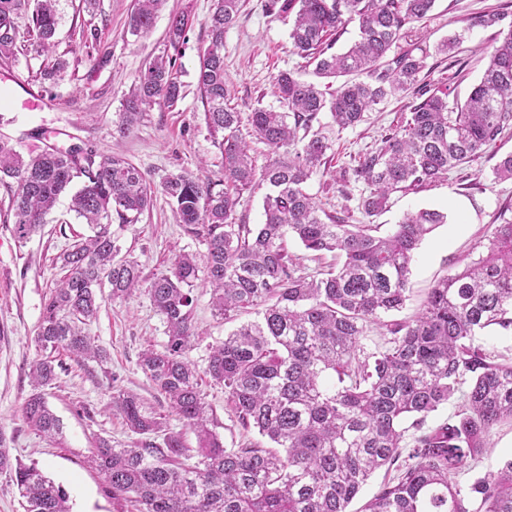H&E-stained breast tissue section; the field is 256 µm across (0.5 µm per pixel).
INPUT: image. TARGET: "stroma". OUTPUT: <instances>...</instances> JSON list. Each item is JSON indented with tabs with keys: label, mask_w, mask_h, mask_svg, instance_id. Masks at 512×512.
<instances>
[{
	"label": "stroma",
	"mask_w": 512,
	"mask_h": 512,
	"mask_svg": "<svg viewBox=\"0 0 512 512\" xmlns=\"http://www.w3.org/2000/svg\"><path fill=\"white\" fill-rule=\"evenodd\" d=\"M265 2L242 0L235 25L224 34V72L231 103L243 112L256 105L278 107L277 75L301 71L303 66L289 39L288 19L267 13ZM505 2L437 0L430 16L416 25L413 38L426 49V70L434 80L448 74V56L438 51V44L454 34L462 37L456 57L464 64L463 78L455 83L452 100L462 103L469 97L499 31L495 25H476V17L502 8L504 24L512 26V7ZM133 4L134 0H95L89 9L85 0H59L56 53L67 60L68 68L51 83L41 77L45 59L34 48L0 59V71L15 76L14 82L0 83V136L24 154L48 146L87 145L100 154L123 155L137 166L154 190L152 204L137 223L125 225L117 235L122 252L138 261L148 279L166 269L175 254L205 250L176 220L169 198L159 189L161 181L183 171L216 181L224 161L209 139L198 88V51L207 41L206 21L213 0H167L144 38L132 35L128 27ZM181 11L189 14L191 24L175 52L167 42L168 19L170 13ZM170 53L176 56L182 99L171 108L163 104L148 108L132 133L119 135V114L130 87L150 58ZM28 85L41 89L40 109L22 107ZM401 106L395 97L373 106L363 123L340 133L339 150L353 155L374 146L395 123ZM509 153L512 138L498 141L471 165L450 172L446 180L417 192L393 194L388 209L374 216V223L385 232L409 211L431 208L449 216L448 223L427 235L417 250L401 317H412L436 281L462 270L488 244L494 215L512 204V180L497 181L491 174L499 158ZM15 188L14 180L0 182V437L12 456L38 462L62 486L72 512H133L130 503L112 497L89 458L97 437L110 438L119 447L129 446L134 439L112 411L116 388L137 393L149 410L167 415L171 429L183 431L139 366L144 349H159L166 343L163 319L143 291L125 302L104 301L86 331L106 350L107 361L81 364L59 354V378L47 388L46 399L62 422L63 434L50 439L30 428L22 405L31 391L29 369L37 356L34 337L44 304L64 275L59 256L87 227L70 211V198L65 195L47 216L42 231L18 242L10 231ZM459 204L466 215L462 226L455 222ZM193 295L198 338L188 358L202 370L208 346L223 340L233 325L214 315L209 288L197 285ZM201 388L214 409L215 430L225 447H238L242 436L223 387L206 377ZM183 433L187 446L196 447L195 435ZM492 443L481 462L459 475V482H471L512 458V425L497 426Z\"/></svg>",
	"instance_id": "stroma-1"
}]
</instances>
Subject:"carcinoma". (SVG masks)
Returning <instances> with one entry per match:
<instances>
[{"instance_id": "cac0c4a2", "label": "carcinoma", "mask_w": 512, "mask_h": 512, "mask_svg": "<svg viewBox=\"0 0 512 512\" xmlns=\"http://www.w3.org/2000/svg\"><path fill=\"white\" fill-rule=\"evenodd\" d=\"M58 0H0V58L21 49L16 19L30 14L27 42L48 56L56 47ZM436 0H267L276 17H293L290 39L324 87L291 71L276 77L280 107L254 106L244 114L228 105L224 33L238 18L240 0H214L209 42L199 51L198 86L204 122L224 160L223 188L191 173L168 176L161 191L178 222L206 250L179 253L168 269L145 280L139 263L121 254L112 221L132 224L150 208L152 191L128 159L74 145L23 155L0 138V179L16 181L15 239L41 230L44 217L74 182L71 210L90 234L60 256L67 275L44 305L34 338L32 391L22 408L38 433L62 434L45 389L58 378L55 353L78 360L107 359L85 332L109 288L126 301L146 292L166 326L167 342L141 353L140 367L169 400L170 411L196 435L197 461L182 433L147 410L138 394L112 392V411L136 435L117 448L98 438L92 464L112 498L130 500L137 512H348L371 474L393 475L361 512H512V458L475 481L452 477L491 447L494 428L512 423V357L475 344L489 328L512 334V218L504 207L486 251L438 281L409 320H381L402 309L411 264L424 237L447 222L436 209L408 213L389 232L378 224H353L349 210L335 214L307 191L325 180L336 158L322 132L329 112L337 132L355 128L389 96L407 98L399 122L380 143L342 168L345 187L363 183L357 210L374 217L391 196L433 185L457 167L512 135V27L500 30L484 74L462 105L448 106L453 80L421 78L427 53L410 42L415 24ZM166 0H135L129 28L148 34ZM188 15L169 18L168 41L178 47ZM357 39L334 47L351 23ZM183 85L172 59L153 58L130 89L118 132L131 133L154 104L173 107ZM269 149L258 168L242 128ZM266 188L264 222L239 224L246 193ZM321 260L340 262L311 275L288 251V236ZM211 288L212 307L224 320L256 311L257 318L209 348L206 374L224 387V398L246 432L258 441L226 448L214 431L212 406L199 374L186 358L196 341L193 296L197 281ZM384 345L368 348L373 328ZM444 423L427 418L448 403ZM0 472L11 476L23 512H71L68 495L37 463L12 457L0 437Z\"/></svg>"}]
</instances>
